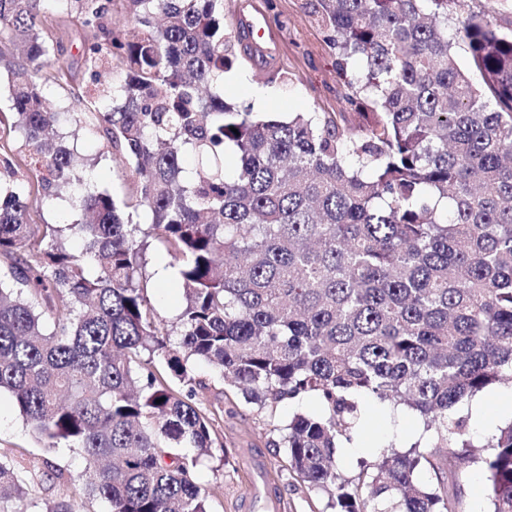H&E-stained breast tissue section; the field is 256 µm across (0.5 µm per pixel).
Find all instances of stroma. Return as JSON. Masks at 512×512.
Masks as SVG:
<instances>
[{"mask_svg": "<svg viewBox=\"0 0 512 512\" xmlns=\"http://www.w3.org/2000/svg\"><path fill=\"white\" fill-rule=\"evenodd\" d=\"M42 21L55 47L71 59L68 69L46 68L42 93L52 111L58 112L65 143H76L74 174L91 180L116 202L125 201L134 189L128 165L116 159L102 135L76 129L72 116L73 98L90 84L81 62L87 32L80 22L63 11L56 0H43ZM263 15L265 53L240 59L224 80L227 101L252 112H341L344 88L336 71L335 57L324 31L312 16V0H224V26ZM161 245H154L148 265V295L157 313L173 318L183 304L177 279L160 281L157 270L166 263ZM208 390L197 401L214 411V436L221 452L204 459L198 483L208 497L210 512H266V502L275 501L280 512H332L326 494L308 489L289 471L284 449L275 447L279 430L293 414L311 412L314 399L284 401L265 408L245 399L240 390L224 386L208 368H198ZM365 425L360 444L339 449L337 460L344 477L356 478L358 462L377 443L393 441L404 452L423 433L421 421L412 413L392 418L378 402L364 403ZM0 456L14 464L41 469L44 459L71 474L83 468L81 456L67 449L46 453L24 424L8 394L0 395Z\"/></svg>", "mask_w": 512, "mask_h": 512, "instance_id": "35a3bbf8", "label": "stroma"}]
</instances>
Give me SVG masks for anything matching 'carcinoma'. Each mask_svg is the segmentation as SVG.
<instances>
[{
  "label": "carcinoma",
  "mask_w": 512,
  "mask_h": 512,
  "mask_svg": "<svg viewBox=\"0 0 512 512\" xmlns=\"http://www.w3.org/2000/svg\"><path fill=\"white\" fill-rule=\"evenodd\" d=\"M43 0H0L10 129L32 179L0 161V393L43 447L80 450L66 474L0 460V512L49 481L109 512H208L197 479L213 419L192 402L205 365L259 408L313 397L280 429L288 468L334 512H460L475 465L488 512H512V422L475 440L456 409L512 381V23L501 0H314L345 78L344 113L256 115L224 99L251 55L250 25L224 32L223 0H57L105 42L84 45L93 82L119 55L112 107L88 116L127 164L121 210L89 188L67 224H31L38 198L73 182L74 150L38 80L53 65ZM454 32L448 34V22ZM188 156L197 159L191 170ZM79 238L80 250L67 245ZM164 243L184 304L169 323L147 292ZM179 341L171 343L170 337ZM184 386L182 393L165 379ZM408 410L430 440L377 447L347 479L361 400ZM435 481L422 482V464Z\"/></svg>",
  "instance_id": "cac0c4a2"
}]
</instances>
